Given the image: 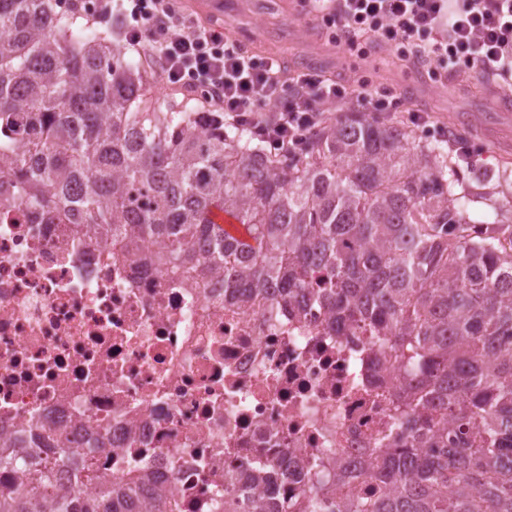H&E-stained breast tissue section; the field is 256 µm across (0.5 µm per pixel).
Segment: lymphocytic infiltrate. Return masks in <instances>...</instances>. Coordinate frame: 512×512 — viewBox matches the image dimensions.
Returning a JSON list of instances; mask_svg holds the SVG:
<instances>
[{"instance_id":"lymphocytic-infiltrate-1","label":"lymphocytic infiltrate","mask_w":512,"mask_h":512,"mask_svg":"<svg viewBox=\"0 0 512 512\" xmlns=\"http://www.w3.org/2000/svg\"><path fill=\"white\" fill-rule=\"evenodd\" d=\"M336 47L358 50L366 39L401 61L424 54L431 77L472 71L495 74L512 90V0H300ZM128 20L125 39L151 51L167 85H187L216 102L224 121L247 130L272 152L294 156L331 118L347 94L391 115L395 100L366 83L347 89L315 72L289 73L284 56L251 53L223 23L202 22L181 0H101L99 20L113 9Z\"/></svg>"}]
</instances>
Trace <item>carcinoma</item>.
<instances>
[{
  "label": "carcinoma",
  "instance_id": "carcinoma-1",
  "mask_svg": "<svg viewBox=\"0 0 512 512\" xmlns=\"http://www.w3.org/2000/svg\"><path fill=\"white\" fill-rule=\"evenodd\" d=\"M149 94L118 30L51 0H0V178L23 186L21 203L93 225L120 257L160 239L154 262L191 282L222 270L226 288L315 300L338 332L375 323L434 451L412 435L368 474L380 492L346 512H512V223L471 222L448 150L369 112L343 113L287 158L184 95L144 109ZM63 466L44 462L31 482ZM0 512H34L29 492H1ZM53 512L137 510L104 496Z\"/></svg>",
  "mask_w": 512,
  "mask_h": 512
}]
</instances>
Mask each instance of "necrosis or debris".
<instances>
[{"instance_id": "4bbe7bcc", "label": "necrosis or debris", "mask_w": 512, "mask_h": 512, "mask_svg": "<svg viewBox=\"0 0 512 512\" xmlns=\"http://www.w3.org/2000/svg\"><path fill=\"white\" fill-rule=\"evenodd\" d=\"M0 208V441L48 437L47 457L94 459L95 481L57 473L36 499L127 489L164 493L179 512H224L261 497L302 499L319 463L358 477L327 497L343 512L370 487L378 464L406 442L397 396L399 357L376 362L371 325L336 333L317 305L271 294L240 303L216 275L186 282L152 265L163 243L137 257L21 205Z\"/></svg>"}]
</instances>
